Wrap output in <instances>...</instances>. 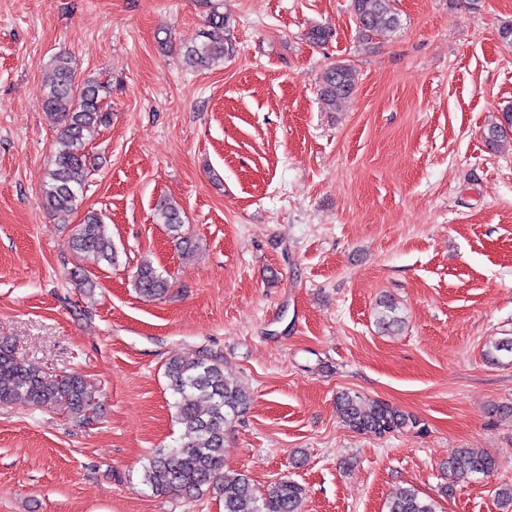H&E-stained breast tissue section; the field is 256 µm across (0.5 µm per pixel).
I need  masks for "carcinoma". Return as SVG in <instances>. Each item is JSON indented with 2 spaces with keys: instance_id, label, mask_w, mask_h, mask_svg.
<instances>
[{
  "instance_id": "carcinoma-1",
  "label": "carcinoma",
  "mask_w": 512,
  "mask_h": 512,
  "mask_svg": "<svg viewBox=\"0 0 512 512\" xmlns=\"http://www.w3.org/2000/svg\"><path fill=\"white\" fill-rule=\"evenodd\" d=\"M352 11L360 37L373 39L384 30L400 27L394 0H352ZM229 22L213 10L202 39L185 47L184 63L202 68L224 58L229 50ZM358 83L357 71L349 64H337L322 75L320 96L332 108L348 100ZM109 87L103 82H75L71 59L58 56L44 98V110L59 126L53 168L43 185L44 207L50 212L70 211L77 206L88 181L90 169L85 142L109 122L103 108ZM512 127V112H504L498 123L483 132L491 147L505 139L504 130ZM161 223L180 239L185 255L196 243L182 233L179 208L167 201L158 205ZM72 248L97 261L113 263L115 250L103 216L89 211L70 237ZM134 288L147 298L164 296L170 283L149 264L139 267ZM377 323L384 330H395L404 323L396 303L379 302ZM173 407L182 435L176 445L158 449L143 465L142 483L157 495L200 492L207 488L224 501V512H299L303 488L290 480L279 482L266 495L257 494L247 475L224 470V431L242 413L250 400L248 391L224 376V366L213 356L195 354L175 357L165 369ZM24 402L42 408L62 407L78 415L93 402L91 385L80 375L48 377L23 358L15 355L8 343L0 341V404ZM336 407L343 421L353 430L374 436L410 431L419 426L413 415L387 404L367 401L357 394L342 392ZM496 468L493 455L473 448H458L444 463L448 478L446 494L454 492L460 478L487 476ZM387 512H436L435 504L419 497L411 488H401L387 503Z\"/></svg>"
}]
</instances>
